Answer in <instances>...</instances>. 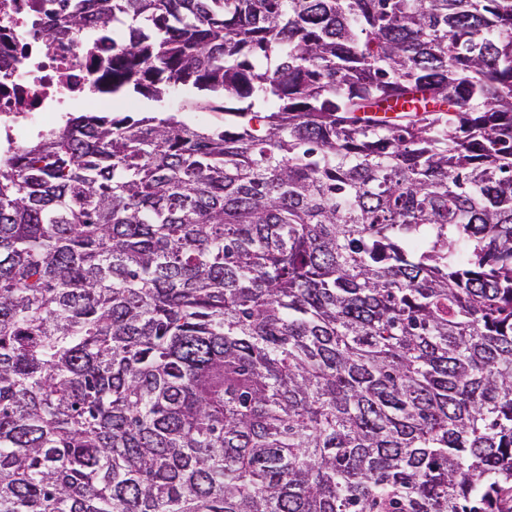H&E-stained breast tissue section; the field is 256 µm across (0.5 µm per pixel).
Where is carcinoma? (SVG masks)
<instances>
[{
    "instance_id": "cac0c4a2",
    "label": "carcinoma",
    "mask_w": 512,
    "mask_h": 512,
    "mask_svg": "<svg viewBox=\"0 0 512 512\" xmlns=\"http://www.w3.org/2000/svg\"><path fill=\"white\" fill-rule=\"evenodd\" d=\"M94 2L240 121L0 157V512H512V0Z\"/></svg>"
}]
</instances>
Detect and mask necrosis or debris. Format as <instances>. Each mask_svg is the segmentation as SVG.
Masks as SVG:
<instances>
[{
	"label": "necrosis or debris",
	"mask_w": 512,
	"mask_h": 512,
	"mask_svg": "<svg viewBox=\"0 0 512 512\" xmlns=\"http://www.w3.org/2000/svg\"><path fill=\"white\" fill-rule=\"evenodd\" d=\"M51 0H0V144L18 151L33 123H52L57 113L88 107L109 112L125 102L87 89L108 63L109 43L95 62L81 59L77 42L49 46L40 36L52 19Z\"/></svg>",
	"instance_id": "1"
}]
</instances>
